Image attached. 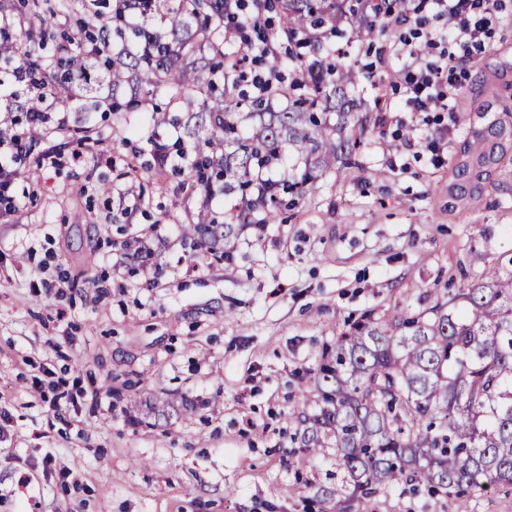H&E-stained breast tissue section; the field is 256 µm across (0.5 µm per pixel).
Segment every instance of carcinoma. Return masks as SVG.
<instances>
[{
  "mask_svg": "<svg viewBox=\"0 0 512 512\" xmlns=\"http://www.w3.org/2000/svg\"><path fill=\"white\" fill-rule=\"evenodd\" d=\"M369 0H239V25L276 11L274 35L261 34L268 65L283 73L261 98L239 92L227 61L239 51L227 27L224 0H113L112 23L91 25L79 39L58 44L54 58L40 50L56 40L53 18L62 5L94 20L102 0H20L39 23V38L12 47L15 68L50 75L51 94L99 110L95 88L74 98L73 80L89 81L88 52L112 46L103 73L112 97L162 93L172 104L197 107L206 125L186 130L198 147L188 176L213 191L206 171L239 196L237 223L197 211L184 234L206 253L230 260L240 232L278 223L326 173L354 168V129L372 116L349 95L358 79L336 64L329 36L346 13ZM512 157V113L474 129L448 181V213L482 196L487 178ZM316 411L302 419L306 448H334L345 472L348 500L363 501L407 484L460 499L512 486V271L489 268L478 282L416 315L398 312L352 324L315 373Z\"/></svg>",
  "mask_w": 512,
  "mask_h": 512,
  "instance_id": "carcinoma-1",
  "label": "carcinoma"
}]
</instances>
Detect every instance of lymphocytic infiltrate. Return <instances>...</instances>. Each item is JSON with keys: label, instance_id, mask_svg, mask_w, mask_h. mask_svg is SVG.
Masks as SVG:
<instances>
[{"label": "lymphocytic infiltrate", "instance_id": "1", "mask_svg": "<svg viewBox=\"0 0 512 512\" xmlns=\"http://www.w3.org/2000/svg\"><path fill=\"white\" fill-rule=\"evenodd\" d=\"M446 20L448 33L439 36L436 29L422 25L424 14ZM512 16L507 0H409L400 8L394 22L402 56L410 62L425 60L419 71L404 73L403 95L407 110L412 112H454V102L468 71L466 64L472 51L482 48L490 37V17ZM16 85L31 94L26 121L9 130H0V208L16 212L12 197L5 190L14 182L32 143L49 122L65 126L66 117L58 116L57 102L45 86L36 83L26 71L13 74Z\"/></svg>", "mask_w": 512, "mask_h": 512}]
</instances>
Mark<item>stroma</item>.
<instances>
[{
    "mask_svg": "<svg viewBox=\"0 0 512 512\" xmlns=\"http://www.w3.org/2000/svg\"><path fill=\"white\" fill-rule=\"evenodd\" d=\"M469 64L455 116L402 112L370 127L356 179L323 175L282 223L240 237L234 262L195 252L169 225L188 223L201 192L174 171L138 175L167 111L97 112L92 136L111 161L71 157L68 131L47 133L0 217V512H322L342 476L332 448L296 435L324 353L348 323L417 314L512 269V160L482 197L448 211L456 155L474 127L512 111V21ZM390 74L402 64L379 32ZM357 43L345 61L374 62ZM452 127L442 163L427 147ZM413 147L386 151V142ZM52 168L37 164L46 150ZM83 389L96 403L52 410L42 394ZM67 466L60 479L45 456ZM442 493L399 485L353 512H457Z\"/></svg>",
    "mask_w": 512,
    "mask_h": 512,
    "instance_id": "35a3bbf8",
    "label": "stroma"
}]
</instances>
